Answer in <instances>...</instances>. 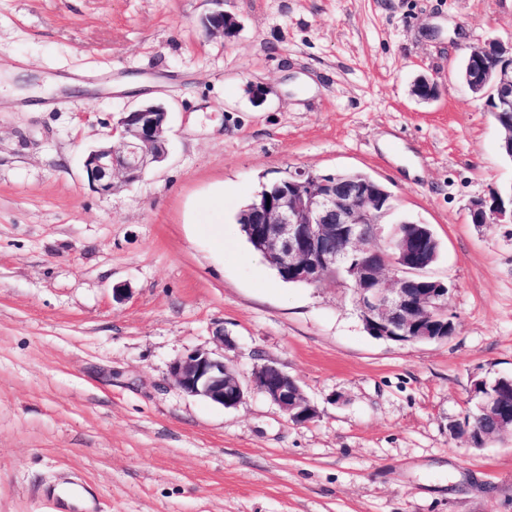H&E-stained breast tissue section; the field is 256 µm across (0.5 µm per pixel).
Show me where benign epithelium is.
<instances>
[{"label":"benign epithelium","mask_w":512,"mask_h":512,"mask_svg":"<svg viewBox=\"0 0 512 512\" xmlns=\"http://www.w3.org/2000/svg\"><path fill=\"white\" fill-rule=\"evenodd\" d=\"M212 35L234 36L236 20L222 10L206 19ZM462 79L477 99L488 102L498 126L500 148L512 158V43L491 40L467 47ZM168 112L143 104L122 113L111 139L89 149L83 168L100 194L130 184L167 155ZM393 207L392 195L357 172L317 173L297 169L266 186L245 209L243 232L255 249L291 282L317 285L343 268L362 323L372 335L395 342H431L455 332L448 313V284L426 279L436 256L437 239L421 224L400 237L389 236L381 248L382 218ZM474 224H512V186L494 191L468 207ZM170 376L183 392L225 409L237 407L246 391L235 371L217 351L194 350L170 365ZM253 387L296 424L317 411L298 382L273 363L254 369ZM471 397L492 430L512 428V406L497 384L474 381Z\"/></svg>","instance_id":"7a95c632"}]
</instances>
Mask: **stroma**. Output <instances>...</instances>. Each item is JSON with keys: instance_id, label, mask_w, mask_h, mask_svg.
<instances>
[{"instance_id": "stroma-1", "label": "stroma", "mask_w": 512, "mask_h": 512, "mask_svg": "<svg viewBox=\"0 0 512 512\" xmlns=\"http://www.w3.org/2000/svg\"><path fill=\"white\" fill-rule=\"evenodd\" d=\"M219 10L233 38L208 34ZM494 39L512 0H0V75L43 101L0 100V512H46L69 478L99 512H512V433L448 430L474 380L512 376V236L467 217L512 160L459 77ZM144 101L168 155L99 194L83 155ZM295 169L365 173L387 228L432 227L452 336L374 338L349 288L278 277L237 219ZM197 349L248 388L277 363L317 417L182 392L169 367Z\"/></svg>"}]
</instances>
